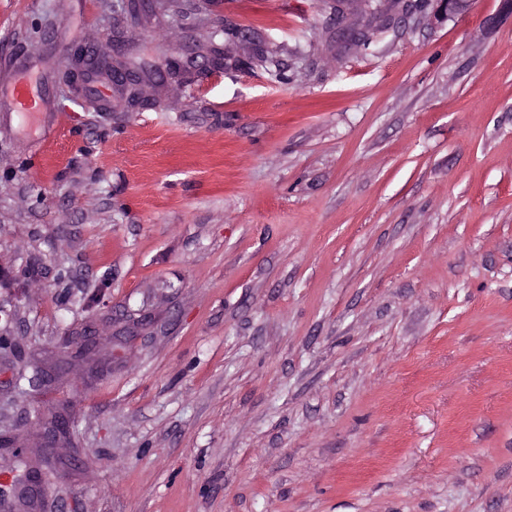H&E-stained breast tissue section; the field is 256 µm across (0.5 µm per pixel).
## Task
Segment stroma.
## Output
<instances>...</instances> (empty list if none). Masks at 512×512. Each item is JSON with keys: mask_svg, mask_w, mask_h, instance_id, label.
Wrapping results in <instances>:
<instances>
[{"mask_svg": "<svg viewBox=\"0 0 512 512\" xmlns=\"http://www.w3.org/2000/svg\"><path fill=\"white\" fill-rule=\"evenodd\" d=\"M386 0H0V304L20 356L88 321L150 325L35 396L0 365V431L45 512H512V0L435 21ZM192 67L157 107L94 112L73 40ZM224 67L206 68L211 45ZM269 57L254 64L256 49Z\"/></svg>", "mask_w": 512, "mask_h": 512, "instance_id": "obj_1", "label": "stroma"}]
</instances>
